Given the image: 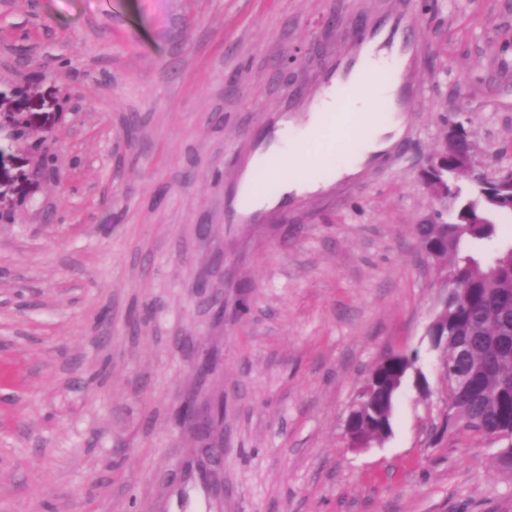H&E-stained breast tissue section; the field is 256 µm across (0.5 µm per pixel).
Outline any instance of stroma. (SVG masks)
Here are the masks:
<instances>
[{
	"label": "stroma",
	"instance_id": "stroma-1",
	"mask_svg": "<svg viewBox=\"0 0 512 512\" xmlns=\"http://www.w3.org/2000/svg\"><path fill=\"white\" fill-rule=\"evenodd\" d=\"M428 2L0 0V512H512L500 441L443 429L445 290L415 234L450 125L486 173L512 167V0ZM397 10L423 54L402 146L225 223L268 120L302 122L355 22ZM399 350L429 395L405 382L391 435L350 447L349 406ZM190 396L224 401L220 494Z\"/></svg>",
	"mask_w": 512,
	"mask_h": 512
}]
</instances>
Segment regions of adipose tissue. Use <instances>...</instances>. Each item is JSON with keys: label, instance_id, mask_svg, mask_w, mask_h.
<instances>
[{"label": "adipose tissue", "instance_id": "obj_1", "mask_svg": "<svg viewBox=\"0 0 512 512\" xmlns=\"http://www.w3.org/2000/svg\"><path fill=\"white\" fill-rule=\"evenodd\" d=\"M392 67V62L378 58L370 62L366 74L350 94L342 96L335 89H325L312 105L304 122L281 133L269 154L260 153L255 156L247 174L245 188L252 208L268 209L276 204L275 198L266 196L258 186L257 174L263 170L277 174L281 191L305 194L320 189L318 180L291 176L289 170L298 165L310 164L307 146L320 141L323 130L335 121L337 111H344L350 116L348 140L357 147L356 153L338 160V175L352 173L366 155L377 148L381 129L373 109L381 99L386 98L390 90L388 75Z\"/></svg>", "mask_w": 512, "mask_h": 512}]
</instances>
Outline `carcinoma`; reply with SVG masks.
<instances>
[{
	"label": "carcinoma",
	"mask_w": 512,
	"mask_h": 512,
	"mask_svg": "<svg viewBox=\"0 0 512 512\" xmlns=\"http://www.w3.org/2000/svg\"><path fill=\"white\" fill-rule=\"evenodd\" d=\"M465 170L448 156L438 180L448 182L441 196L442 208L453 206L455 222L419 224L416 234L421 247L433 258L449 263L448 294L439 315L448 321V351L463 349L466 357L446 363L444 376L467 377L463 389L448 391L445 429L463 428L481 436L512 442V246L490 261L462 253L467 239H488L496 224L479 220L512 213V207L494 206L484 184L474 183L470 194L456 184ZM418 351L391 354L370 373L371 385L359 397L355 411L363 434L374 441L388 437L397 389L413 376L425 391L428 382L418 366Z\"/></svg>",
	"instance_id": "carcinoma-1"
}]
</instances>
